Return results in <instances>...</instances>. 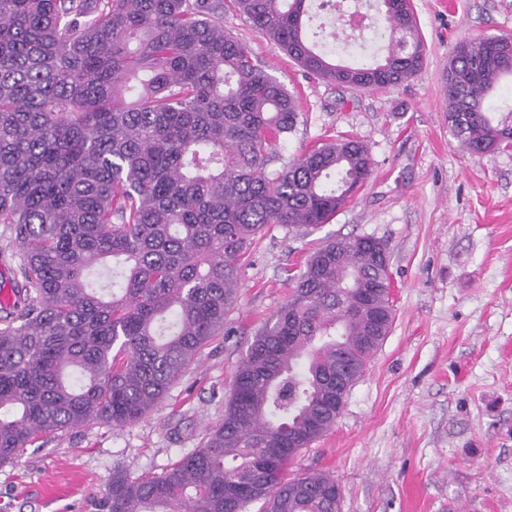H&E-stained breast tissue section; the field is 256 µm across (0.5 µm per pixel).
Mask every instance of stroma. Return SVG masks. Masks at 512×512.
<instances>
[{
    "instance_id": "1",
    "label": "stroma",
    "mask_w": 512,
    "mask_h": 512,
    "mask_svg": "<svg viewBox=\"0 0 512 512\" xmlns=\"http://www.w3.org/2000/svg\"><path fill=\"white\" fill-rule=\"evenodd\" d=\"M425 64L412 80L354 90L309 79L232 7L224 29L294 95L300 119L269 171L354 137L372 172L318 229L270 225L243 260L222 335L133 423L40 439L0 467V512H90L119 470L156 476L222 422L255 332L286 304L290 275L323 242L388 246L395 319L335 425L284 475L331 474L341 512H512V150L467 153L448 128V58L463 39L512 34V0H412Z\"/></svg>"
}]
</instances>
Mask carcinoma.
Segmentation results:
<instances>
[{"label": "carcinoma", "mask_w": 512, "mask_h": 512, "mask_svg": "<svg viewBox=\"0 0 512 512\" xmlns=\"http://www.w3.org/2000/svg\"><path fill=\"white\" fill-rule=\"evenodd\" d=\"M314 0H232L308 74L355 88L414 78L425 53L410 0H377L385 55L343 65L308 29ZM221 0H0V224L21 287L0 308V465L59 430L141 418L224 331L241 258L269 225L326 224L368 181L354 138L277 173L268 154L299 122L295 98L224 32ZM495 37L448 62V127L471 155L512 148V78ZM329 240L255 333L224 421L168 471L112 473L94 512H340L327 473L283 470L338 417L392 325L386 244ZM374 289L371 300L356 298Z\"/></svg>", "instance_id": "carcinoma-1"}]
</instances>
